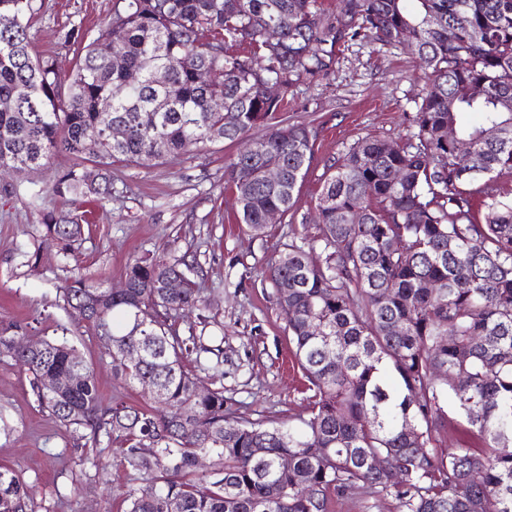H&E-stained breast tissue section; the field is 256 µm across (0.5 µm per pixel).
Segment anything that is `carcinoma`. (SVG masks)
Wrapping results in <instances>:
<instances>
[{"label":"carcinoma","instance_id":"carcinoma-1","mask_svg":"<svg viewBox=\"0 0 512 512\" xmlns=\"http://www.w3.org/2000/svg\"><path fill=\"white\" fill-rule=\"evenodd\" d=\"M31 10L32 0H0V167L38 170L73 154L80 163L56 175L53 194L102 203L115 162L228 140L240 149L225 184L242 230L256 236L269 212L294 209L314 159L312 131L279 118L293 84L329 74L355 41L404 45L422 64L407 142L351 145L323 172L317 234L265 263L313 391L297 425L235 417L224 386L200 389L219 369L201 362L213 352L201 337L175 327L194 312L206 322L184 255L131 258L122 293L82 276L63 289L64 310L103 342L117 377L149 381L162 412L104 405L74 343L44 339L30 351L31 324L0 318V360L32 376L40 406L118 445L140 476L127 512H170L173 502L179 512H327L330 494L363 489L392 497L398 512H512V195L491 179L512 169V0H334L330 11L319 0H113L95 38L79 25L62 35L81 47L67 78L53 57L32 56ZM271 81L283 88L275 99ZM450 127L470 153L456 151ZM270 166L282 171L277 183L264 179ZM41 227L63 261L76 256L78 219L50 213ZM190 356L204 376L185 370ZM57 375L74 383L43 390ZM451 412L479 446L436 449ZM201 456L211 469L199 474ZM0 512H34L10 469L0 470Z\"/></svg>","mask_w":512,"mask_h":512}]
</instances>
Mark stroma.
Segmentation results:
<instances>
[{"label": "stroma", "instance_id": "35a3bbf8", "mask_svg": "<svg viewBox=\"0 0 512 512\" xmlns=\"http://www.w3.org/2000/svg\"><path fill=\"white\" fill-rule=\"evenodd\" d=\"M112 2L33 0V53L52 54L59 71L70 73L77 54L61 41V33L80 25L96 35L112 17ZM417 69L416 57L405 46L356 42L340 53L328 77L297 81L288 94L287 117L315 131L314 160L291 223L269 224L259 237L235 224L237 201L224 187V168L236 148L227 143L164 161L114 164L112 199L93 208L76 258L67 264L44 240L41 224L46 213L69 211L50 186L75 157L59 153L44 168L5 174L16 191L0 196V317L38 320L40 339L56 337L61 323L76 332L77 319L63 309L62 289L72 273L116 288L131 257L188 256L208 300L209 323L189 317L178 322L180 335L199 332L204 344L221 347L224 395L232 411L297 423L308 413L307 380L294 359L275 291L260 270L289 242L290 229L315 235L313 216L326 165L360 138L400 145L410 137L421 91L413 79ZM74 341L104 404L117 397L146 402L141 388L116 377L96 336L76 332ZM94 456L103 468L91 465ZM0 466L22 477L35 512H125V493L134 485L120 464L119 448L94 444L56 420L39 406L29 374L7 359L0 361Z\"/></svg>", "mask_w": 512, "mask_h": 512}]
</instances>
